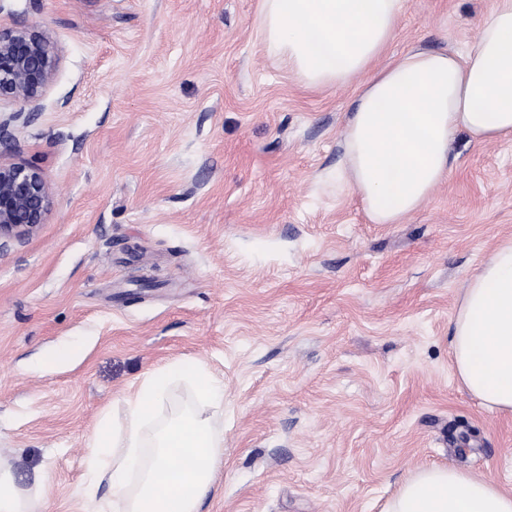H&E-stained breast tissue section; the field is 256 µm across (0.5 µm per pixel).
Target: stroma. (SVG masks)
I'll use <instances>...</instances> for the list:
<instances>
[{"instance_id": "1", "label": "stroma", "mask_w": 512, "mask_h": 512, "mask_svg": "<svg viewBox=\"0 0 512 512\" xmlns=\"http://www.w3.org/2000/svg\"><path fill=\"white\" fill-rule=\"evenodd\" d=\"M488 0H406L389 52L472 48ZM262 0H0L61 62L0 99V162L37 168L45 224L0 251V472L42 512H92L102 417L179 362L224 384L203 512H384L417 468L512 493V414L460 383L462 294L512 242V140L397 224L337 184L359 81L308 88Z\"/></svg>"}]
</instances>
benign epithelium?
Here are the masks:
<instances>
[{
	"label": "benign epithelium",
	"mask_w": 512,
	"mask_h": 512,
	"mask_svg": "<svg viewBox=\"0 0 512 512\" xmlns=\"http://www.w3.org/2000/svg\"><path fill=\"white\" fill-rule=\"evenodd\" d=\"M59 57L48 39L29 28L0 29V97L35 106L53 82ZM50 188L25 164L0 163V249L31 236L45 223Z\"/></svg>",
	"instance_id": "obj_1"
}]
</instances>
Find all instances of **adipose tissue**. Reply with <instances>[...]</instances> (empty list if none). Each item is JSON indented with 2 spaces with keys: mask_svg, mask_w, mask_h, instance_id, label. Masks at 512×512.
Masks as SVG:
<instances>
[{
  "mask_svg": "<svg viewBox=\"0 0 512 512\" xmlns=\"http://www.w3.org/2000/svg\"><path fill=\"white\" fill-rule=\"evenodd\" d=\"M405 0H264L263 38L308 86L363 84L344 133V155L369 218L396 224L445 180L458 133L479 142L512 139V0H490L478 40L465 55L412 49L395 57ZM384 66H377L378 58ZM464 388L512 413V244L498 248L469 282L451 325ZM196 384V405L145 431L163 378ZM223 401L204 366H168L127 401L122 452L100 456L109 424L93 437L89 474L107 483L125 512H201L222 461L215 421ZM385 512H512V494L451 467L411 474Z\"/></svg>",
  "mask_w": 512,
  "mask_h": 512,
  "instance_id": "ef3b65f1",
  "label": "adipose tissue"
}]
</instances>
